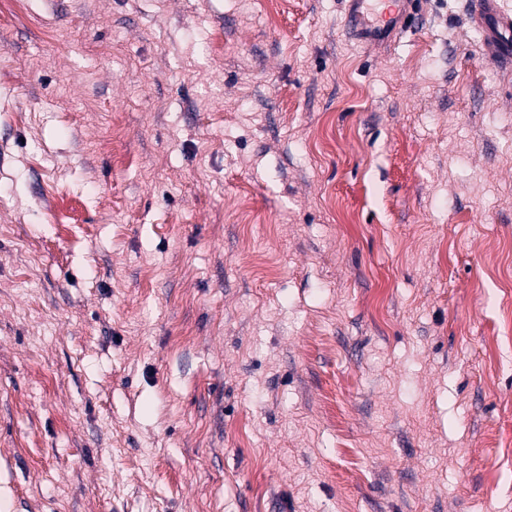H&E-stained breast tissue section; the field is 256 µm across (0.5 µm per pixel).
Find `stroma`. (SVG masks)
Wrapping results in <instances>:
<instances>
[{
    "label": "stroma",
    "mask_w": 512,
    "mask_h": 512,
    "mask_svg": "<svg viewBox=\"0 0 512 512\" xmlns=\"http://www.w3.org/2000/svg\"><path fill=\"white\" fill-rule=\"evenodd\" d=\"M473 0L0 7V512H512V70ZM348 2L347 19L357 39L367 46H379L397 39L411 28L418 0ZM375 2L382 3L378 6Z\"/></svg>",
    "instance_id": "35a3bbf8"
}]
</instances>
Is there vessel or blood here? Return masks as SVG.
I'll list each match as a JSON object with an SVG mask.
<instances>
[{
  "instance_id": "obj_1",
  "label": "vessel or blood",
  "mask_w": 512,
  "mask_h": 512,
  "mask_svg": "<svg viewBox=\"0 0 512 512\" xmlns=\"http://www.w3.org/2000/svg\"><path fill=\"white\" fill-rule=\"evenodd\" d=\"M348 22L357 39L379 46L398 38L411 27L418 0H348ZM477 24L482 29L489 58L512 65V13L497 0H475Z\"/></svg>"
}]
</instances>
